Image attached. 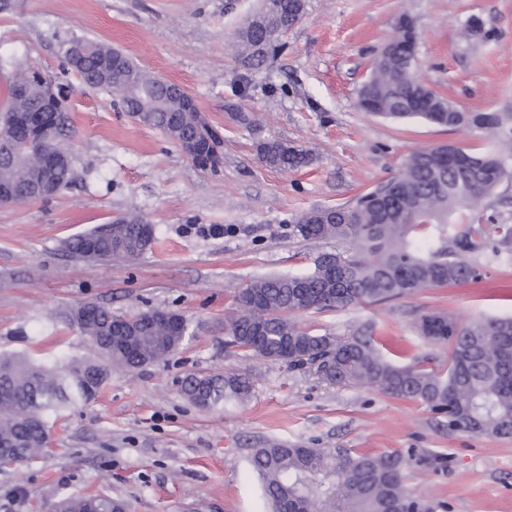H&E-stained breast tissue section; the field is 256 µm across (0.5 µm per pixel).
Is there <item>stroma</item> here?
<instances>
[{
    "label": "stroma",
    "mask_w": 512,
    "mask_h": 512,
    "mask_svg": "<svg viewBox=\"0 0 512 512\" xmlns=\"http://www.w3.org/2000/svg\"><path fill=\"white\" fill-rule=\"evenodd\" d=\"M258 0H0V108L13 62L27 59L68 92L61 144L70 187L47 200L0 204V351L92 358L74 327L87 303L133 316L184 315L190 335L167 360L113 368L94 402L51 421L52 451L0 469V512H51L60 498L104 494L130 512H265L253 449L272 441L312 448L397 452L404 484L428 512H512V438L450 430L427 406L316 375L224 345L235 294L270 275L305 274L339 251L304 240L293 218L349 204L395 176L407 154L444 144L479 148L488 137L420 119L361 112L357 91L407 14L418 33L416 74L465 112L512 105V0H307L303 19L268 66L249 69L227 43ZM479 18L484 31L465 28ZM102 41L181 85L224 138L217 170L201 169L161 131L118 111L105 91L63 72L73 39ZM255 126L233 123L228 105ZM262 139L308 149V165L282 172L256 154ZM136 209L157 241L133 260H86L74 235ZM482 277L375 305L299 314L315 335H374L394 360L446 370L448 347L418 336L417 317L461 322L512 316V249L472 256ZM248 374L250 399L200 409L180 393L190 373Z\"/></svg>",
    "instance_id": "stroma-1"
}]
</instances>
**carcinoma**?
Here are the masks:
<instances>
[{"label": "carcinoma", "instance_id": "cac0c4a2", "mask_svg": "<svg viewBox=\"0 0 512 512\" xmlns=\"http://www.w3.org/2000/svg\"><path fill=\"white\" fill-rule=\"evenodd\" d=\"M306 0H262L253 19L229 44L245 67L261 68L284 47L288 20H301ZM413 21L400 16L393 39L374 61L359 88L362 112L392 119L422 118L432 124L472 131L495 139L477 151L441 145L411 152L400 172L352 204L305 212L293 220L294 234L304 240L349 241L352 252L315 261L306 275L268 276L237 291V309L225 319L226 344L245 348L267 362L305 370L329 385L368 387L382 394L417 401L447 414L448 428L489 439L512 437V317H485L461 324L444 312L421 315L419 335L448 344L447 374L417 362L400 365L377 349L371 336L338 337L308 333L292 315L377 303L414 294L423 288L466 283L481 276L471 255L486 247L512 248V224L484 218L485 201L502 181L512 180V112H450L445 98L423 83L409 52ZM64 58L88 86L112 96L135 121L160 130L176 142L196 135L202 120L188 101L164 92L159 77L140 68L109 44L75 39ZM38 70L16 67L8 91L11 112L0 114V133L14 136V113L49 112L66 132V107L43 102ZM211 142L197 148L191 161L203 169L222 163L220 132L205 125ZM259 160L271 169L305 166L309 152L280 140H261ZM52 182L56 191L72 183L69 167L49 169L43 156L18 150L0 163V187L10 193L0 204H23L35 197L32 185ZM466 210L477 224L458 227L450 216ZM90 239L103 245L101 260L135 259L156 241L153 225L130 209L102 228L71 238L66 248L83 256ZM94 317L80 332L98 347L101 359L79 360L62 354L39 361L24 353H0V453L18 451L35 457L49 438V420L95 400L112 367L129 371L157 363L176 351L188 336L150 311L119 316L93 304ZM250 378L238 372L188 375L183 396L203 409L242 403L252 394ZM250 465L261 482L271 512H412L420 505L403 484L402 456L345 448H310L274 441L254 449ZM54 512H126L125 503L109 495L70 496Z\"/></svg>", "mask_w": 512, "mask_h": 512}]
</instances>
